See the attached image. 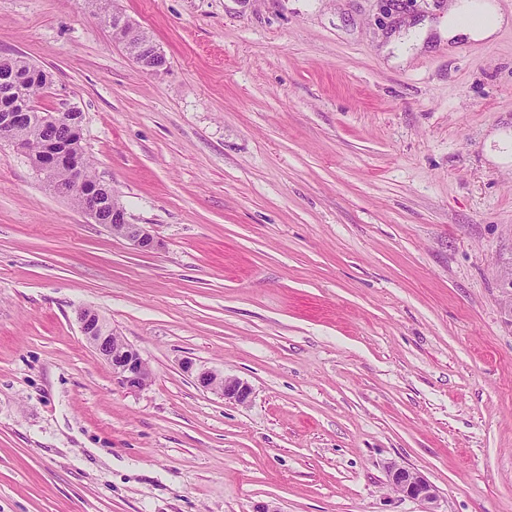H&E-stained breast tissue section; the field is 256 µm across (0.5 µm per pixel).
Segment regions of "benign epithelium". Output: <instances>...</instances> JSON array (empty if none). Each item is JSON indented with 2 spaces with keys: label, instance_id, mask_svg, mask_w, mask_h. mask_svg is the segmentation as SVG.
Listing matches in <instances>:
<instances>
[{
  "label": "benign epithelium",
  "instance_id": "1",
  "mask_svg": "<svg viewBox=\"0 0 512 512\" xmlns=\"http://www.w3.org/2000/svg\"><path fill=\"white\" fill-rule=\"evenodd\" d=\"M135 29L137 25L117 6H112V32ZM150 50V60L135 56L134 63L146 73L158 74L165 71L168 67V59L164 51L153 40L150 41ZM17 123V113H0V145H8L17 153L24 155L27 149L15 136ZM42 123L45 125L66 123L71 126L74 133L82 132V115L74 107L63 111L47 112L42 116ZM86 164L83 154H68L57 146L49 144L44 149L39 167L54 170L64 166L71 169L74 175L73 182L57 181L50 187L52 194L68 199L73 193L74 184L80 182V176ZM81 212L89 223L104 225L112 234L126 239L137 250L151 251L159 246V242L146 225L132 224L127 220L126 210L109 187L95 185L84 190ZM76 320L83 339L111 367L113 376L122 387L135 392L148 384L152 376L148 363L136 348L105 325L103 317L98 312L91 308H81L76 312ZM183 368L192 376L197 387L211 391L229 402L243 405L252 398L251 386L238 378L226 377L214 370L198 367L190 360L183 363ZM388 476L391 484L400 494L417 500L424 506L422 512H436L434 510L435 491L422 476L395 464L389 466Z\"/></svg>",
  "mask_w": 512,
  "mask_h": 512
}]
</instances>
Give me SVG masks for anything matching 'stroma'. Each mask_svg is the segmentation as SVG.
<instances>
[{"label": "stroma", "mask_w": 512, "mask_h": 512, "mask_svg": "<svg viewBox=\"0 0 512 512\" xmlns=\"http://www.w3.org/2000/svg\"><path fill=\"white\" fill-rule=\"evenodd\" d=\"M0 0V57L50 71L136 250L0 145V512H512V25L448 0ZM432 32L404 60L409 28ZM96 309L152 371L123 388ZM192 359L248 382L198 389ZM504 22L494 0H450L447 22L441 26L440 34L448 43L460 38L483 41L490 39ZM150 62L145 58L140 59L137 56H132L134 63L139 69L146 73L158 74L165 71L168 67V59L163 50L156 44L153 39H150ZM76 320L83 339L111 367L113 376L123 388L135 392L148 384L152 376L148 363L136 348L106 327L98 312L80 308ZM183 368L192 376L198 388L220 395L225 401L243 405L252 398L251 386L238 378L226 377L214 370L198 367L191 360L185 361ZM388 476L391 484L400 494L417 500L424 506L422 512H436L433 506L436 501L435 491L422 476L395 464L389 466Z\"/></svg>", "instance_id": "stroma-1"}]
</instances>
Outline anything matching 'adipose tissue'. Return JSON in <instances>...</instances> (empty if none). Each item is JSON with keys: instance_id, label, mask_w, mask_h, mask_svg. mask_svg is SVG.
Instances as JSON below:
<instances>
[{"instance_id": "ef3b65f1", "label": "adipose tissue", "mask_w": 512, "mask_h": 512, "mask_svg": "<svg viewBox=\"0 0 512 512\" xmlns=\"http://www.w3.org/2000/svg\"><path fill=\"white\" fill-rule=\"evenodd\" d=\"M504 22L496 0H449L447 22L440 28L449 42L490 39Z\"/></svg>"}]
</instances>
